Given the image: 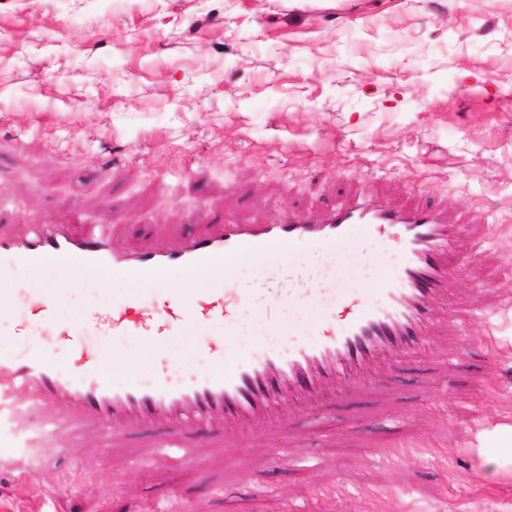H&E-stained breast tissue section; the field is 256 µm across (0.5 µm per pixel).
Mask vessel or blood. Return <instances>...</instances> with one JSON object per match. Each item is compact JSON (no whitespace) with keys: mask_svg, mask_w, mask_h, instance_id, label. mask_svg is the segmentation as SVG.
<instances>
[{"mask_svg":"<svg viewBox=\"0 0 512 512\" xmlns=\"http://www.w3.org/2000/svg\"><path fill=\"white\" fill-rule=\"evenodd\" d=\"M10 200L0 201V279L17 268L38 277L47 261L58 262L72 281L134 280L151 286L161 274L187 273L196 285L173 288L158 310L135 315L133 296L85 313L80 327L68 334L81 361L78 371L59 372L43 356L23 360L0 356V425L19 431L37 420L44 439L66 437L67 453L99 439L111 453L137 462L170 459L175 467H218L238 448L247 432H272L291 454L299 439L280 415L281 407L317 410L332 398L356 402L371 394L374 416H382L391 399L376 375L381 366L404 352L424 349L435 337L447 335L446 321L436 305L448 295L454 263L451 245L463 232L480 239L481 227L449 214L431 202L397 204L378 193L349 189L342 201L317 211L289 210L263 222H243L232 216L199 224L191 232L165 230L160 240L116 248L120 225L110 218L71 215L58 222L35 220L20 227L2 224ZM386 238L404 260L383 279L373 298L338 296L350 312L346 318L317 326L312 338L299 339L281 352L262 348L234 354L217 346L225 368L195 376L173 386L158 380L149 388L135 380L115 385L103 375L87 337L108 328L113 334L154 339L175 336L190 324L223 320L225 335L236 333V315L247 305L239 288H219V260L250 254L266 256L272 249L332 254L356 234ZM329 282L312 280L289 293V300L317 301ZM35 314L45 326L55 322V305L45 289L32 294ZM464 336V325L453 329ZM351 379V391L341 383ZM136 445H129V438Z\"/></svg>","mask_w":512,"mask_h":512,"instance_id":"vessel-or-blood-1","label":"vessel or blood"}]
</instances>
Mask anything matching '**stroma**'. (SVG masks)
<instances>
[{
    "instance_id": "35a3bbf8",
    "label": "stroma",
    "mask_w": 512,
    "mask_h": 512,
    "mask_svg": "<svg viewBox=\"0 0 512 512\" xmlns=\"http://www.w3.org/2000/svg\"><path fill=\"white\" fill-rule=\"evenodd\" d=\"M0 0V195L18 198L12 223L87 211L133 238L162 227L192 230L220 218L236 186L247 215L336 201L353 183L389 199H423L469 214L483 239L456 244L442 315L487 291L497 315L467 324L468 344L435 386L423 384L437 345L404 353L380 373L393 404L379 421L370 402L297 412L306 469L274 455L272 435L249 434L241 475L130 464L85 445L79 462L25 437L27 469H13L15 435L0 431V512L44 487L82 491L84 512L171 508V486L203 512H285L323 490L317 512H512V465L490 471L485 435L512 425V0ZM401 256L357 236L323 257L324 274L373 294ZM43 273L61 302L57 321L79 324L113 296L158 292L126 280L73 285L55 264ZM336 298L314 318L244 307L238 352L292 342L336 318ZM215 320L168 340V357L137 367L140 339L91 335L131 370L111 374L182 382L223 370L208 348L223 343ZM42 352L72 371L78 356L57 333L0 342V354ZM360 439L337 444V434ZM410 446L407 459L393 457Z\"/></svg>"
}]
</instances>
